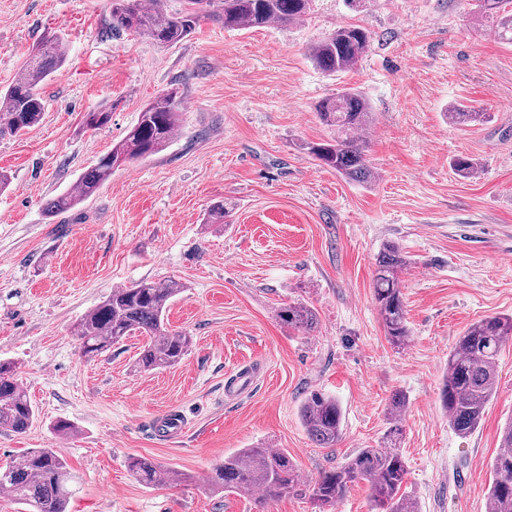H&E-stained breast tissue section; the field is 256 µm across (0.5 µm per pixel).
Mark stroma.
I'll return each mask as SVG.
<instances>
[{
	"mask_svg": "<svg viewBox=\"0 0 512 512\" xmlns=\"http://www.w3.org/2000/svg\"><path fill=\"white\" fill-rule=\"evenodd\" d=\"M470 0H313L295 24L228 30L201 21L178 45L112 32L110 0H0V90L42 39L66 62L42 86L45 111L25 134L0 138V360L14 361L35 406L21 435L0 431V464L55 448L74 474L69 512H316L307 498L266 503L209 489L224 457L266 444L288 451L302 479L378 447L388 402L403 391L404 491L419 512H487L499 432L512 419V340L497 392L468 436L439 401L443 369L472 323L512 314V47ZM372 36L352 71L327 75L308 49L337 26ZM368 99L366 135L378 179L364 185L317 165L305 145L331 137L315 106L342 87ZM183 95L181 126L161 153L120 167L92 197L52 217L46 202L74 185L164 90ZM489 113L471 127L447 106ZM112 108L104 127L86 112ZM467 154L478 173L455 174ZM223 201L227 224L206 223ZM412 259L400 275L410 342L387 341L373 298L384 243ZM175 279L170 329L192 336L173 367L138 369L145 337L82 356L73 326L116 286ZM303 302L318 328L274 317ZM252 386L233 399L238 370ZM314 390L343 409L342 438L316 446L300 420ZM181 412L179 434L159 428ZM77 432L58 437L57 420ZM143 456L176 473L147 485Z\"/></svg>",
	"mask_w": 512,
	"mask_h": 512,
	"instance_id": "1",
	"label": "stroma"
}]
</instances>
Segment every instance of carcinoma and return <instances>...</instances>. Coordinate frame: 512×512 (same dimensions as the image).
<instances>
[{
	"instance_id": "cac0c4a2",
	"label": "carcinoma",
	"mask_w": 512,
	"mask_h": 512,
	"mask_svg": "<svg viewBox=\"0 0 512 512\" xmlns=\"http://www.w3.org/2000/svg\"><path fill=\"white\" fill-rule=\"evenodd\" d=\"M472 15L482 20L497 14V36L512 44V13L505 0H472ZM312 0H184L183 8L171 12L165 0H111L112 30L145 35L157 44L173 46L189 37L201 18L209 17L232 30L264 27L270 23L288 26L306 18ZM369 32L353 24L336 28L314 43L309 57L320 70L330 74L353 70L367 52ZM65 61L62 39H44L36 54L20 69L11 85L0 92V135H18L39 124L44 112L42 85ZM182 94L168 89L150 102L138 122L116 143L110 152L82 174L75 185L46 204V211L57 216L74 209L94 195L122 165L131 164L163 151L180 127ZM316 112L334 135L321 142L307 144V153L346 179L370 184L376 173L366 158V141L361 133L373 120L368 100L353 87H344L316 104ZM112 109L98 108L84 115L86 126L107 125ZM447 119L459 126L482 124L488 119L464 104L448 108ZM457 175L473 177L479 170L476 159L458 155L452 161ZM410 263L409 256L394 243H386L375 257L372 276L373 297L381 325L389 343L400 348L408 343L411 330L400 274ZM182 291V285L170 279L164 282L141 280L116 288L75 325L72 335L80 341L83 353L94 358L112 344L136 332L148 337L139 353L137 366L154 370L182 361L192 339L182 331L165 327L164 312L170 301ZM276 318L288 328L304 334L318 325L314 311L299 302L283 303ZM512 339V316H487L471 324L455 342L444 367L440 398L448 413V425L466 436L478 429L485 409L496 392L497 355L502 344ZM407 404L406 395L394 392L389 401V427L383 445L363 448L346 462L324 469L310 481L301 479L288 452L278 448H243L215 465L207 478L213 490L224 489L241 496L259 494L265 500L304 496L325 510L341 499L360 481L367 483L377 512H419L416 501L402 491L408 474L407 463L399 452L402 429L399 417ZM35 418V409L21 385L12 361H0V429L25 433ZM302 425L320 448H334L342 434L343 411L339 401L321 391H313L301 408ZM129 470L141 481L158 484L169 477L168 471L145 458H132ZM492 469L494 480L487 495L489 512H512V421L501 430L500 451ZM72 477L67 462L54 448H35L0 467V489L11 492L28 506V512H67Z\"/></svg>"
}]
</instances>
